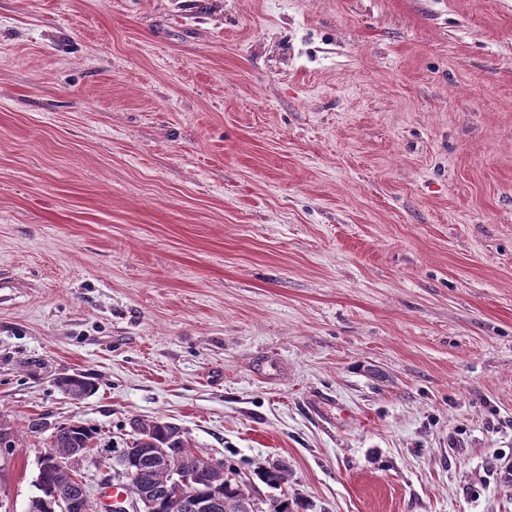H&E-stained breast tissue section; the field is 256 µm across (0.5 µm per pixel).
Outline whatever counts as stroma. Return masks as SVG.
<instances>
[{
    "instance_id": "obj_1",
    "label": "stroma",
    "mask_w": 512,
    "mask_h": 512,
    "mask_svg": "<svg viewBox=\"0 0 512 512\" xmlns=\"http://www.w3.org/2000/svg\"><path fill=\"white\" fill-rule=\"evenodd\" d=\"M152 418L262 507L512 512V0H0V512ZM97 435L96 429L80 422L59 425L52 433V445L48 453L61 459L86 454L93 449L91 444ZM254 474L266 485L274 488H281L288 482V465L286 463L272 464L268 468L259 467Z\"/></svg>"
}]
</instances>
